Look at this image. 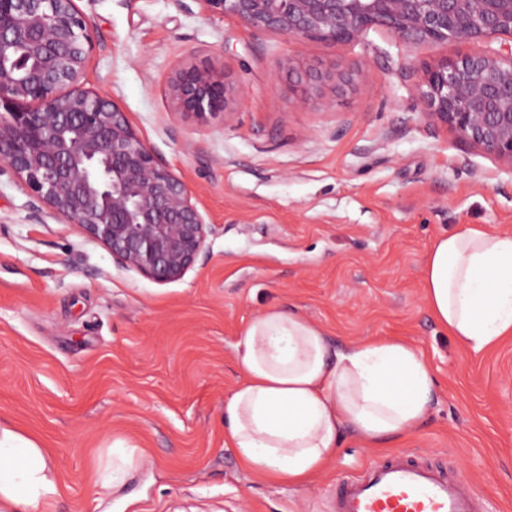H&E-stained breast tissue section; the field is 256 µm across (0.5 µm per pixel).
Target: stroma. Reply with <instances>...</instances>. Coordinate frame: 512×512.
<instances>
[{"instance_id":"obj_1","label":"stroma","mask_w":512,"mask_h":512,"mask_svg":"<svg viewBox=\"0 0 512 512\" xmlns=\"http://www.w3.org/2000/svg\"><path fill=\"white\" fill-rule=\"evenodd\" d=\"M96 46L85 88L111 96L187 185L213 232L178 281L123 269L73 224L27 218L0 175V423L48 448L54 512H328L336 482L415 451L455 465L488 512H512V337L479 353L432 318L423 265L465 226L512 231V167L425 113L426 66L467 50L384 29L336 45L255 33L198 0H77ZM241 91L200 122L165 88L177 68ZM272 307L333 344L397 339L436 378L425 421L368 446L343 434L308 485L244 471L224 446L233 346ZM123 437L145 462L115 490L94 475Z\"/></svg>"}]
</instances>
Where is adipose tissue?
<instances>
[{
    "mask_svg": "<svg viewBox=\"0 0 512 512\" xmlns=\"http://www.w3.org/2000/svg\"><path fill=\"white\" fill-rule=\"evenodd\" d=\"M434 319L474 352L512 334V232L476 227L438 238L424 265ZM243 382L224 403V445L269 482L305 485L332 460L342 433L363 443L405 434L436 392L420 352L395 339L336 347L302 315L275 307L251 320L234 347ZM145 459L113 440L98 482L117 488ZM62 495L55 462L33 438L0 424V512H48Z\"/></svg>",
    "mask_w": 512,
    "mask_h": 512,
    "instance_id": "ef3b65f1",
    "label": "adipose tissue"
}]
</instances>
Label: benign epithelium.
Masks as SVG:
<instances>
[{"label":"benign epithelium","mask_w":512,"mask_h":512,"mask_svg":"<svg viewBox=\"0 0 512 512\" xmlns=\"http://www.w3.org/2000/svg\"><path fill=\"white\" fill-rule=\"evenodd\" d=\"M198 2L209 15L286 38L345 43L381 27L403 42L471 45L427 67L417 95L461 140L512 167V0ZM93 49L76 0H0V175L28 191L31 223L63 219L120 267L178 281L206 254L211 227L126 112L84 87ZM166 95L205 122L239 92L222 72L180 68Z\"/></svg>","instance_id":"7a95c632"}]
</instances>
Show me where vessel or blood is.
<instances>
[{"label":"vessel or blood","mask_w":512,"mask_h":512,"mask_svg":"<svg viewBox=\"0 0 512 512\" xmlns=\"http://www.w3.org/2000/svg\"><path fill=\"white\" fill-rule=\"evenodd\" d=\"M330 501V512H485L482 495L467 490L458 471L405 452L337 482Z\"/></svg>","instance_id":"1"}]
</instances>
